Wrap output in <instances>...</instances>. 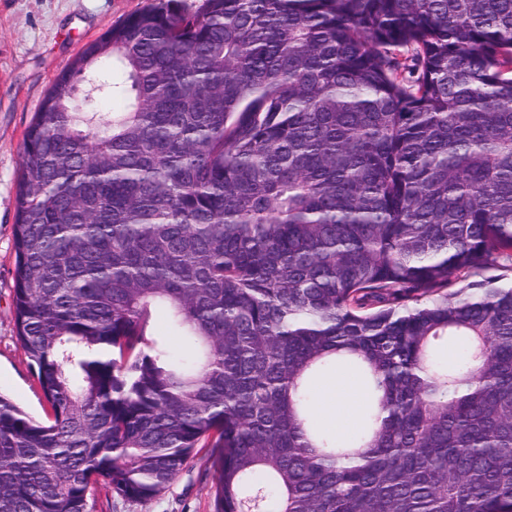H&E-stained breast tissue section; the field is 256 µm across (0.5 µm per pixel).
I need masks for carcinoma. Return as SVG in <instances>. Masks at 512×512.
I'll return each instance as SVG.
<instances>
[{
    "label": "carcinoma",
    "instance_id": "cac0c4a2",
    "mask_svg": "<svg viewBox=\"0 0 512 512\" xmlns=\"http://www.w3.org/2000/svg\"><path fill=\"white\" fill-rule=\"evenodd\" d=\"M16 202L51 420L0 395V512L203 448L213 512H512V283L467 281L512 258V0H154L56 76ZM363 384L348 367L320 380L314 389L319 419L336 431L340 440L356 432L363 403Z\"/></svg>",
    "mask_w": 512,
    "mask_h": 512
}]
</instances>
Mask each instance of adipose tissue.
<instances>
[{"label":"adipose tissue","mask_w":512,"mask_h":512,"mask_svg":"<svg viewBox=\"0 0 512 512\" xmlns=\"http://www.w3.org/2000/svg\"><path fill=\"white\" fill-rule=\"evenodd\" d=\"M314 394L320 420L332 427L339 439L354 435L364 397L359 376L350 368H339L317 383Z\"/></svg>","instance_id":"ef3b65f1"}]
</instances>
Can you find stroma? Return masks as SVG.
<instances>
[{
	"instance_id": "stroma-1",
	"label": "stroma",
	"mask_w": 512,
	"mask_h": 512,
	"mask_svg": "<svg viewBox=\"0 0 512 512\" xmlns=\"http://www.w3.org/2000/svg\"><path fill=\"white\" fill-rule=\"evenodd\" d=\"M151 0H0V392L29 416L47 405L17 340L13 315L16 191L25 131L82 48ZM209 457L197 455L159 495L131 500L93 487V512H213Z\"/></svg>"
}]
</instances>
